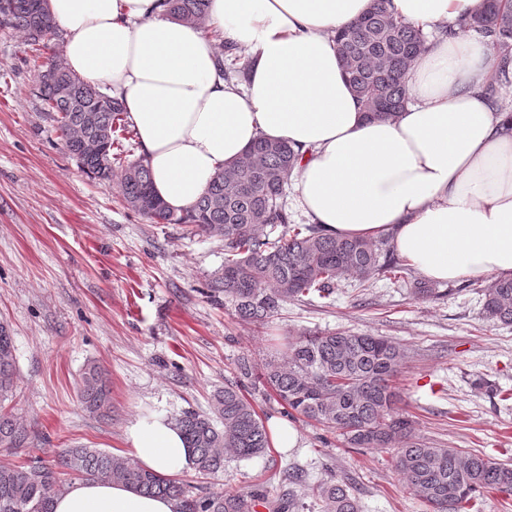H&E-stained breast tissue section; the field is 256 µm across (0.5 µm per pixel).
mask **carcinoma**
I'll return each mask as SVG.
<instances>
[{
    "instance_id": "obj_1",
    "label": "carcinoma",
    "mask_w": 512,
    "mask_h": 512,
    "mask_svg": "<svg viewBox=\"0 0 512 512\" xmlns=\"http://www.w3.org/2000/svg\"><path fill=\"white\" fill-rule=\"evenodd\" d=\"M170 15L208 31L210 0H166ZM0 21L23 32L39 65L37 90L47 114L57 124L66 151L81 170L110 182L119 173L123 205L154 224H182L190 233H215L224 242V265L211 291L222 292L236 315L263 323L288 301L327 299L353 281L367 288L378 280L404 282L411 268L385 238L338 239L316 224H293L284 203L288 180L299 153L285 142L259 139L218 172L189 209L175 212L155 194L145 157H125L123 141L134 137L124 104L72 73L53 43L58 24L46 0H0ZM479 34L497 63L487 91L509 79L512 65V0H484L481 10L448 29V34ZM347 80L372 119L393 120L408 102L407 73L427 48L423 29L398 17L391 0H373L357 21L335 32ZM232 47L217 54L222 78H248ZM74 128L80 143L68 142ZM414 298L440 295L433 285L410 281ZM482 297L485 318L512 324V278L498 277L484 286L470 284ZM406 350L382 336L333 331L292 336L281 355L267 361L256 377L271 389L292 417L296 414L338 432L350 448L392 451L405 488L421 497L432 512H463L480 493L512 496V465L457 448L418 440L411 420L391 415L396 394L392 379L405 362ZM17 381L13 336L0 323V401ZM85 409L110 408V391L100 367L89 366L79 389ZM195 456V470L224 469V451L239 460L264 455L271 448L269 430L238 386L227 383L214 395L212 414L184 412L176 421ZM30 435L18 420L0 411V447L24 448ZM121 482L140 492L169 498L177 512H251L252 498L233 490L194 495L181 481L143 470L128 459L97 448H65L56 463L0 464V512H52L54 496L66 478ZM307 495L325 503L327 512H361L348 485L321 482Z\"/></svg>"
}]
</instances>
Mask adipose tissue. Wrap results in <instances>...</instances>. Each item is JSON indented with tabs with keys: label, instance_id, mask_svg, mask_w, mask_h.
Masks as SVG:
<instances>
[{
	"label": "adipose tissue",
	"instance_id": "obj_1",
	"mask_svg": "<svg viewBox=\"0 0 512 512\" xmlns=\"http://www.w3.org/2000/svg\"><path fill=\"white\" fill-rule=\"evenodd\" d=\"M483 0H392L429 31L455 26ZM371 0H211L209 25L244 48L245 83L224 81L213 46L164 0H48L64 58L84 82L125 104L155 193L189 209L212 177L255 140L303 154L294 204L339 238H388L426 279L512 277V114L486 92L484 43L442 36L414 60L409 102L394 120L367 119L344 74L336 29ZM142 468L175 477L191 450L163 414L126 430ZM121 483L81 480L54 512H175Z\"/></svg>",
	"mask_w": 512,
	"mask_h": 512
}]
</instances>
